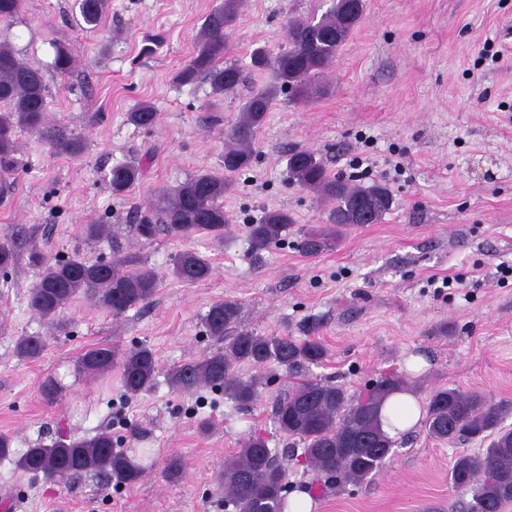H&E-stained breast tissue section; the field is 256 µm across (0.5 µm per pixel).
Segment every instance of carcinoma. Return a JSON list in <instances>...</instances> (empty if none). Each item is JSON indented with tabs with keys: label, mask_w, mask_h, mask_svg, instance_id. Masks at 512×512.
<instances>
[{
	"label": "carcinoma",
	"mask_w": 512,
	"mask_h": 512,
	"mask_svg": "<svg viewBox=\"0 0 512 512\" xmlns=\"http://www.w3.org/2000/svg\"><path fill=\"white\" fill-rule=\"evenodd\" d=\"M24 0H0V21H11ZM321 15L288 20L287 44L277 53L257 48L251 64L257 70H271L273 82L263 89H247L235 119L224 130V172L197 174L174 186H162L144 208L133 215L136 238L151 241L161 234L189 238L206 236L224 245V195L233 188L232 176L251 165L252 142L264 124L277 95L308 102L320 94L322 79L354 28L360 23L365 0H329ZM108 0H75L83 23L95 28ZM242 0H221L204 19L195 51L175 75L181 85L208 83L220 97L246 89V76L237 60L227 57L240 15ZM75 54L67 46L55 47L53 66L65 76L75 68ZM0 174L19 171L18 134L27 132L50 141L61 152L78 157L84 141L61 126L46 121V84L42 71L19 59L7 35L0 36ZM158 114L149 102H140L128 112V120L140 128H152ZM288 178L331 203L327 224L305 233L298 243L303 252L316 255L336 242L344 227L358 224L357 208L379 223L392 207L390 191L381 184L363 185L331 176L323 162L309 150H293L287 158ZM142 169L134 162L112 166L108 182L112 194L128 191L140 178ZM293 223L285 210H266L247 226V240L255 252L278 245L283 232ZM18 243L0 242V269L14 265ZM39 267L37 280L28 289V307L43 320L55 321L68 302L80 295L95 299L112 317L149 302L159 288L156 270L133 254L116 261H86L79 257L45 263L30 252ZM212 265L205 256L183 250L172 259L171 273L185 284L209 278ZM240 305L233 300L210 306L203 317L208 335L222 346L205 353L168 373L169 384L181 391L206 386L242 408L257 401L259 380H243L234 369L238 365L262 366L276 363L297 382L274 405L278 430L302 445V454L325 481L338 486L360 484L372 478L393 453L396 440L381 428L380 408L392 391L404 388L395 374L380 377L358 397L347 388L325 379L307 377L309 367L327 356L324 345L315 339L295 340L289 336H264L239 330L229 334L238 322ZM46 349L44 337H20L16 355L26 361L40 359ZM115 351L105 347L86 350L79 357L80 370L98 376L112 369ZM158 360L147 345L130 348L121 359V379L125 393L137 397L156 383ZM512 415V402L495 401L479 392L441 388L428 398L427 434L438 441L455 444L461 439L480 440L487 448L479 453L462 451L454 457L448 479L462 493L457 512H502L512 503V427L505 425ZM9 461L35 478L57 484L93 475L103 486L133 485L145 472L135 457L118 449L108 432L78 439H62L46 445L38 443L23 451L13 448V437L0 433V462ZM218 488L228 494V502L238 512H285L288 477L268 448V440L254 434L245 440L218 475Z\"/></svg>",
	"instance_id": "obj_1"
}]
</instances>
